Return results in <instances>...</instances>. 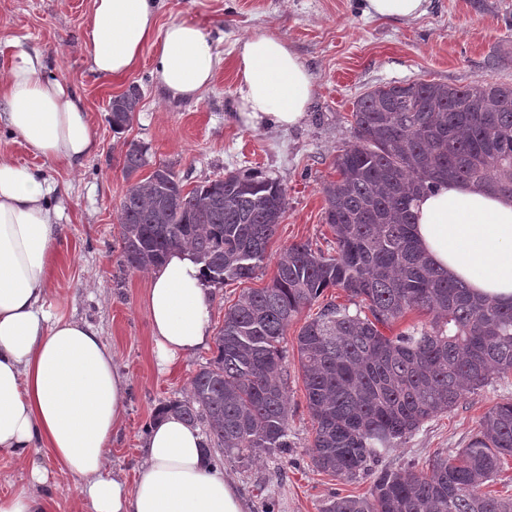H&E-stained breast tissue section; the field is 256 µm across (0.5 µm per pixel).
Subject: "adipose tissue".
Wrapping results in <instances>:
<instances>
[{
	"label": "adipose tissue",
	"instance_id": "1",
	"mask_svg": "<svg viewBox=\"0 0 512 512\" xmlns=\"http://www.w3.org/2000/svg\"><path fill=\"white\" fill-rule=\"evenodd\" d=\"M85 37L90 69L103 77L132 71L150 45L156 80L172 96L200 97L214 79L211 38L185 20L157 28L154 0H92ZM234 67L245 126L288 128L305 118L312 75L284 41L265 34L242 40ZM45 70L39 52L13 56L0 80V127L35 156L82 164L97 146L95 133L67 83ZM53 192L0 154V452L27 464L25 483L0 497V512H50L39 492L51 478L35 458L42 448L76 477L90 512H246L210 464L199 428L170 411L151 424L134 482L107 475L126 379L93 325L44 308L60 218ZM413 215L412 233L436 268L475 296L512 305V197L451 180L421 194ZM146 305L159 370L211 341L213 298L188 249L172 250L151 271Z\"/></svg>",
	"mask_w": 512,
	"mask_h": 512
}]
</instances>
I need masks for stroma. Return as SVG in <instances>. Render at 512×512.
<instances>
[{
	"label": "stroma",
	"instance_id": "stroma-1",
	"mask_svg": "<svg viewBox=\"0 0 512 512\" xmlns=\"http://www.w3.org/2000/svg\"><path fill=\"white\" fill-rule=\"evenodd\" d=\"M92 0H0V66L19 50H38L47 75L63 78L84 107L98 148L82 167L34 156L7 132L0 149L56 190L61 212L56 261L45 308L93 324L111 346L128 378L123 421L112 438L108 470L133 479L140 444L168 402L190 396V381L215 355V346L159 371L145 303L149 274L123 268L119 203L128 187L122 160L130 142L148 149L150 162L171 166L185 189L237 170L280 182L286 214L253 279L214 285L213 328L246 288L271 283L280 252L311 242L334 246L323 220L326 182L335 180L337 154L353 139L351 113L366 90L393 82L425 80L465 86L488 80L512 84V0H427L426 12L407 21L368 18L362 0H159L157 24L196 23L215 41L219 56L212 86L199 100L170 97L153 75L154 49L145 46L139 66L121 77L90 70L84 31ZM258 33L283 40L313 76L314 95L301 125L290 129L244 126L235 105V49ZM143 101L130 126L114 133L109 102L129 85ZM293 321L282 342L288 352L291 448L259 453L250 461L226 458L223 472L247 512H323L336 496H362L370 479L347 483L317 471L309 457L312 421L298 362ZM512 399V377L467 394L452 410L425 422L386 455L393 470L428 467L436 457L468 447L484 413Z\"/></svg>",
	"mask_w": 512,
	"mask_h": 512
}]
</instances>
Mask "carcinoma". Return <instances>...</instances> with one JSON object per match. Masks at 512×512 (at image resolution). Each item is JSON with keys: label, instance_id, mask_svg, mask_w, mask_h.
<instances>
[{"label": "carcinoma", "instance_id": "1", "mask_svg": "<svg viewBox=\"0 0 512 512\" xmlns=\"http://www.w3.org/2000/svg\"><path fill=\"white\" fill-rule=\"evenodd\" d=\"M141 100L138 88L112 98L113 131L131 124ZM352 119L354 141L322 189L335 254L308 242L286 248L272 284L243 292L224 313L216 355L192 377L190 398L165 409L205 424L213 465L292 447L281 340L316 304L297 335L314 428L309 456L321 472L372 479L368 495L337 497L324 512H512V495L486 490L512 459L511 401L491 407L455 454L417 471L379 467L424 422L486 386L491 371L512 373V306L449 280L411 234L412 202L445 181L512 196V85L387 83L358 98ZM148 165V149L129 144L126 179ZM287 206L275 180L229 171L187 191L160 163L120 201L123 266L155 267L188 246L206 281L249 280ZM328 288L349 304L320 302ZM413 310L431 315L429 324L381 331Z\"/></svg>", "mask_w": 512, "mask_h": 512}]
</instances>
